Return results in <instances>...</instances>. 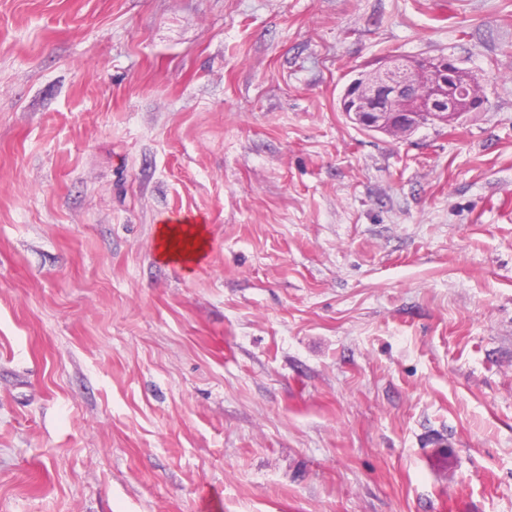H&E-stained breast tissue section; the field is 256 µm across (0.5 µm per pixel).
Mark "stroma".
<instances>
[{
	"label": "stroma",
	"mask_w": 512,
	"mask_h": 512,
	"mask_svg": "<svg viewBox=\"0 0 512 512\" xmlns=\"http://www.w3.org/2000/svg\"><path fill=\"white\" fill-rule=\"evenodd\" d=\"M0 512H512V0H0ZM458 75L456 60L447 55L394 58L384 68L353 78L344 89L343 108L367 129L407 135L424 119H446L461 108L482 109L478 92L464 100L451 96ZM174 222L176 224H192L191 226H192L193 232L195 233L196 237L201 242V246L195 253H193L192 255H188V256L171 252L167 247V241H168L170 235L172 234V232L174 231V229L176 227H182V226H176V225L172 226L169 224H164L161 226V228L159 230L161 255L163 256V258L166 261L173 262V263L179 264L181 266H185L188 263L196 262L199 259V257L204 253V248L202 245V243L204 241V228L201 225L196 224L197 220L190 216H184L182 218L176 219Z\"/></svg>",
	"instance_id": "stroma-1"
}]
</instances>
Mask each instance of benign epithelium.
<instances>
[{
	"mask_svg": "<svg viewBox=\"0 0 512 512\" xmlns=\"http://www.w3.org/2000/svg\"><path fill=\"white\" fill-rule=\"evenodd\" d=\"M458 75L456 60L446 55L394 58L353 78L344 89L343 108L367 129L406 135L426 119L461 108L482 109L483 99L476 92L464 100L451 96Z\"/></svg>",
	"mask_w": 512,
	"mask_h": 512,
	"instance_id": "obj_1",
	"label": "benign epithelium"
}]
</instances>
